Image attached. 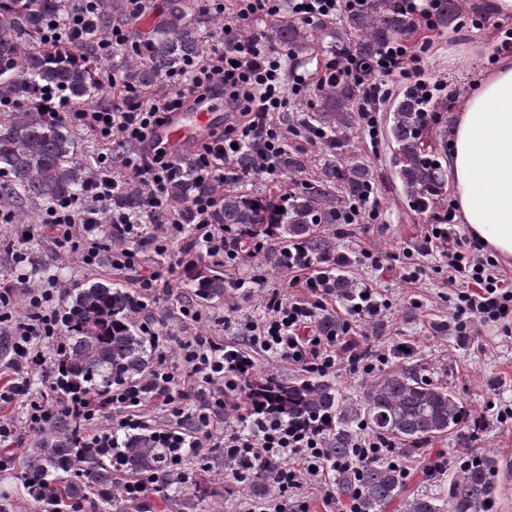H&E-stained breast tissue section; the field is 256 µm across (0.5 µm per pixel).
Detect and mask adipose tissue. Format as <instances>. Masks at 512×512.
<instances>
[{"mask_svg": "<svg viewBox=\"0 0 512 512\" xmlns=\"http://www.w3.org/2000/svg\"><path fill=\"white\" fill-rule=\"evenodd\" d=\"M448 166L463 223L482 244L512 259V59L501 60L465 98Z\"/></svg>", "mask_w": 512, "mask_h": 512, "instance_id": "ef3b65f1", "label": "adipose tissue"}]
</instances>
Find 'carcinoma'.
Masks as SVG:
<instances>
[{
  "label": "carcinoma",
  "mask_w": 512,
  "mask_h": 512,
  "mask_svg": "<svg viewBox=\"0 0 512 512\" xmlns=\"http://www.w3.org/2000/svg\"><path fill=\"white\" fill-rule=\"evenodd\" d=\"M72 0H0V203L15 207L18 224H31L39 211L80 196L92 172L90 155L79 151L76 133L60 117L45 115L33 92L54 89L75 108L84 109L100 90L97 72L99 40L112 26L127 20L125 0H102V8L80 46L44 43L51 20L64 22ZM430 14L438 30L458 29L461 0H431ZM222 25L221 18L195 12L190 0H167L165 11L146 32L133 31L132 42L117 51L116 67L131 88L148 90L203 51L205 37ZM424 32L414 0H373L372 6L344 13L315 25L298 21L283 9L260 37L288 53V66L304 65L320 39L329 37L330 53L341 51L356 65L373 64L391 48L409 46ZM361 87L340 80L317 87L316 99L304 123L319 134L316 174L294 189L246 192L237 188L258 174L256 149L244 147L230 162L236 176L224 182L212 219L226 227L244 250L263 241L260 266L286 270L290 265L333 262L330 276L336 297L349 303L357 294L352 281L339 272L345 258L334 238L317 231L321 224H338L337 211L347 201L374 193L380 176L363 160L340 161L345 147L341 134L360 124L355 106ZM386 134L391 143L390 168L403 198L415 213L431 221L448 210V99L430 98L410 85L390 113ZM309 164L299 149L284 150L280 175L293 181ZM183 163L179 182L170 188L177 206L199 191L191 169ZM147 198L137 184L112 197V208L158 224L162 217L145 213ZM186 287L193 301L224 299V265L204 262L187 271ZM142 297L112 283L87 281L75 289L62 310L65 330L57 358L46 373L53 380L51 402L72 395L92 397L132 386L151 397L154 364L139 314ZM244 388L250 405L276 415L298 428L324 429L331 457L352 454L357 426H365L401 446L413 456L419 472L430 480L448 477L445 495L419 494L409 489L411 476L388 462L370 461L357 472L338 477L341 494L355 496L357 512H385L397 499L405 512H492L496 498L497 459L469 449L457 470L447 472L430 461L426 446L457 433L477 435L479 420L462 398L435 383L416 365H398L371 381L358 404L346 403L336 384L324 377L278 381L247 366ZM81 421L63 410L31 431V446L21 457L22 493L33 512H131L142 505L126 498L120 485L126 478L155 480L151 492L168 503L178 485L165 474L170 450L156 445L147 426L118 439V447L79 448ZM273 472L252 471L249 489L265 492Z\"/></svg>",
  "instance_id": "cac0c4a2"
}]
</instances>
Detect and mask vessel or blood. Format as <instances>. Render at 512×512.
<instances>
[{
  "label": "vessel or blood",
  "mask_w": 512,
  "mask_h": 512,
  "mask_svg": "<svg viewBox=\"0 0 512 512\" xmlns=\"http://www.w3.org/2000/svg\"><path fill=\"white\" fill-rule=\"evenodd\" d=\"M223 121L224 91L219 88L193 107L172 112L165 124L154 127L152 139L179 158L204 131Z\"/></svg>",
  "instance_id": "obj_1"
}]
</instances>
